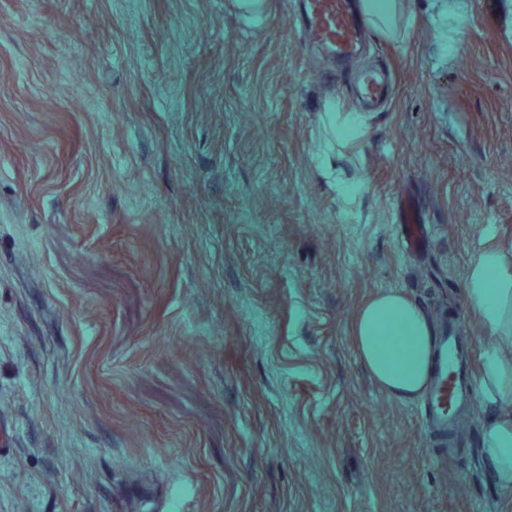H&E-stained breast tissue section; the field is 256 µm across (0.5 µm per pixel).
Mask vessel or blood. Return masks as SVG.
I'll use <instances>...</instances> for the list:
<instances>
[{"mask_svg": "<svg viewBox=\"0 0 512 512\" xmlns=\"http://www.w3.org/2000/svg\"><path fill=\"white\" fill-rule=\"evenodd\" d=\"M300 21L308 42L339 64L353 59L364 42L352 0H300ZM390 87L391 75L386 71L367 70L357 79L360 98L371 106L387 99ZM398 221L400 239L411 254L419 256L432 247L424 214L414 202L402 204ZM473 351V345L458 336L455 323L443 325L435 343L431 384L420 404L432 445L456 443L458 411L475 402Z\"/></svg>", "mask_w": 512, "mask_h": 512, "instance_id": "vessel-or-blood-1", "label": "vessel or blood"}]
</instances>
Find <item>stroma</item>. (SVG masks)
Wrapping results in <instances>:
<instances>
[{
	"label": "stroma",
	"instance_id": "1",
	"mask_svg": "<svg viewBox=\"0 0 512 512\" xmlns=\"http://www.w3.org/2000/svg\"><path fill=\"white\" fill-rule=\"evenodd\" d=\"M296 2L0 0V512H512L482 405L439 453L350 332L398 290L492 350L466 288L512 269V0H394L375 112ZM398 222L400 239L411 254L420 256L432 247L433 239L424 224V214L413 201L402 204Z\"/></svg>",
	"mask_w": 512,
	"mask_h": 512
}]
</instances>
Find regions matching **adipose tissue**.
Listing matches in <instances>:
<instances>
[{
  "label": "adipose tissue",
  "mask_w": 512,
  "mask_h": 512,
  "mask_svg": "<svg viewBox=\"0 0 512 512\" xmlns=\"http://www.w3.org/2000/svg\"><path fill=\"white\" fill-rule=\"evenodd\" d=\"M493 350L485 358L479 389L485 408L480 452L499 486L512 487V271L496 254L475 256L466 288ZM356 353L380 391L413 401L430 385L436 334L428 312L396 291L376 292L356 311L351 324Z\"/></svg>",
  "instance_id": "adipose-tissue-1"
}]
</instances>
